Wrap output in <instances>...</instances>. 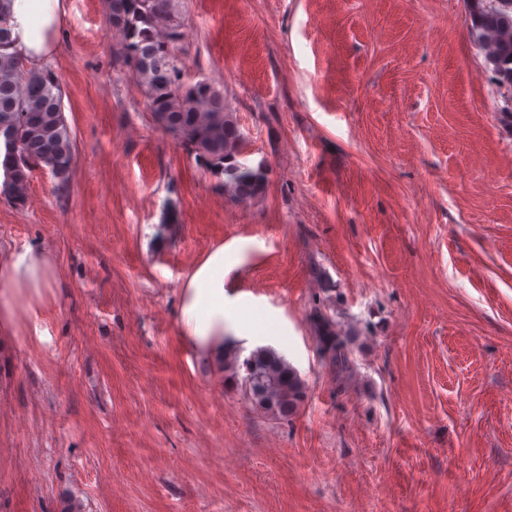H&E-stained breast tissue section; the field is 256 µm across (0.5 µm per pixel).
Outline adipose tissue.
Segmentation results:
<instances>
[{"label":"adipose tissue","mask_w":512,"mask_h":512,"mask_svg":"<svg viewBox=\"0 0 512 512\" xmlns=\"http://www.w3.org/2000/svg\"><path fill=\"white\" fill-rule=\"evenodd\" d=\"M65 11L63 0H12L7 22L12 54L30 66L44 68L56 49ZM54 273L48 250L31 245L0 260V326L14 319L15 295L45 287ZM182 324L201 344L224 341V249L211 250L187 276L182 296Z\"/></svg>","instance_id":"obj_1"}]
</instances>
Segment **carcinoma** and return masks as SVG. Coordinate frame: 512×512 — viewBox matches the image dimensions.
Listing matches in <instances>:
<instances>
[{"label":"carcinoma","mask_w":512,"mask_h":512,"mask_svg":"<svg viewBox=\"0 0 512 512\" xmlns=\"http://www.w3.org/2000/svg\"><path fill=\"white\" fill-rule=\"evenodd\" d=\"M11 0H0V126L13 130L21 164L12 168L4 198L25 204L28 161L50 170L58 189L69 185L74 143L62 110L60 82L52 69L37 70L9 52L7 15ZM492 0H469L470 33L484 51L486 68L512 70V5L491 6ZM181 0H108L107 25L117 38L115 53L143 88L147 106L160 117L164 130L196 160L210 162L224 176V193L243 203L265 191L267 172L240 161L244 134L236 114L224 104V92L210 83L185 80L187 51L181 27ZM317 349L331 353L328 364L351 368L354 337L338 329V321L318 303L311 310ZM225 378L233 380L258 410L289 419L307 396L298 370L270 346L241 356L226 340L217 354Z\"/></svg>","instance_id":"1"}]
</instances>
